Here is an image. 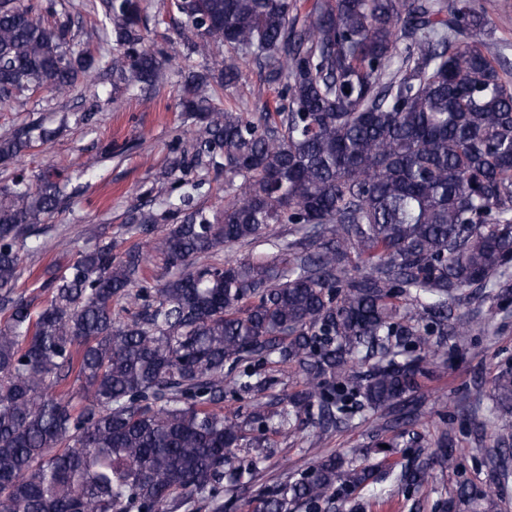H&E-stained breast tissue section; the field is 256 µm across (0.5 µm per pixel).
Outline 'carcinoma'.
<instances>
[{
  "instance_id": "cac0c4a2",
  "label": "carcinoma",
  "mask_w": 512,
  "mask_h": 512,
  "mask_svg": "<svg viewBox=\"0 0 512 512\" xmlns=\"http://www.w3.org/2000/svg\"><path fill=\"white\" fill-rule=\"evenodd\" d=\"M167 12L205 59L177 71L191 125L171 149L224 168V209L209 216L184 193L148 250L79 251L36 305L19 292L23 254L62 203L59 175L0 187V512H222L246 436L220 404L227 388H272L257 363L290 366L301 389L252 419L292 436L315 407L319 428L308 475L263 492L260 512H316L373 471L352 467L355 449L322 454L323 436L358 411L385 417L448 366V340L484 325L451 306L487 288L512 298V81L470 0H167ZM65 15L63 0H0V103L67 97L100 70L158 80L168 55L146 46L137 0H108L112 49L98 54ZM250 63L277 93L255 118L212 95ZM28 148L1 136L0 162ZM158 220L140 207L127 233ZM234 245L272 252L213 260ZM150 252L176 273L146 276ZM491 388L474 428L512 431V369ZM401 425L379 424L378 442L425 423L410 410ZM496 454L488 499L512 476V447ZM401 477L423 485L429 463Z\"/></svg>"
}]
</instances>
